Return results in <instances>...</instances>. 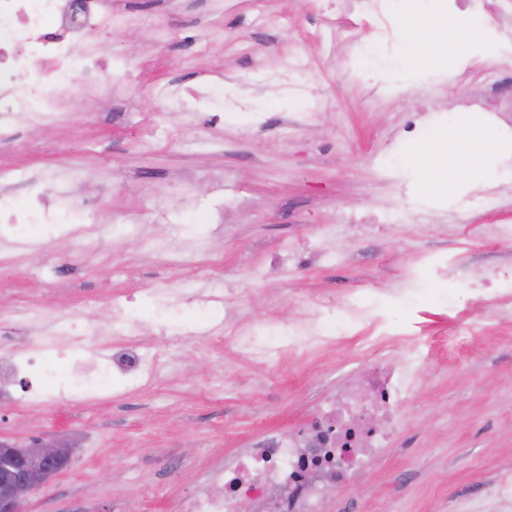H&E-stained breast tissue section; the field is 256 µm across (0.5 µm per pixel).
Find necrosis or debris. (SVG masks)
I'll use <instances>...</instances> for the list:
<instances>
[{
    "mask_svg": "<svg viewBox=\"0 0 512 512\" xmlns=\"http://www.w3.org/2000/svg\"><path fill=\"white\" fill-rule=\"evenodd\" d=\"M359 12L373 23L378 42L395 52L398 39L391 20L394 0H356ZM447 8L468 15L487 13L495 21L492 38L498 43L497 64L487 74L488 90L462 97L458 108L500 121L512 137V91H501L506 72L512 71V37H506L500 18H512V0H447ZM121 24L112 0H0V145L29 152L33 143L20 129L49 130L78 92L103 100L112 97V76L124 63L112 56L107 38ZM56 200L43 195L16 204L0 199V223L10 226L16 246H23L26 228L35 224L66 225L65 207L73 178L52 173ZM369 304L354 299L310 317L281 325L231 327L232 340L250 356L278 347L307 351L343 339L367 323ZM86 323L69 321L66 329L49 330L25 353L8 362L11 374L35 375L63 354L78 337L97 335ZM146 366L136 345L112 355L109 364L76 368L63 391L88 396L110 388L114 379L140 380ZM416 385L412 358L395 363L375 362L361 374L356 388L335 400L323 401L306 431L283 438L269 433L253 439L239 456L211 469L190 498L188 512H239L241 501L254 512H319L329 486L361 476L358 457L377 455L399 433L398 408Z\"/></svg>",
    "mask_w": 512,
    "mask_h": 512,
    "instance_id": "necrosis-or-debris-1",
    "label": "necrosis or debris"
}]
</instances>
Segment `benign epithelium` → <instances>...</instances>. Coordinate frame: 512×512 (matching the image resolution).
<instances>
[{
  "label": "benign epithelium",
  "mask_w": 512,
  "mask_h": 512,
  "mask_svg": "<svg viewBox=\"0 0 512 512\" xmlns=\"http://www.w3.org/2000/svg\"><path fill=\"white\" fill-rule=\"evenodd\" d=\"M75 449L35 438L20 446L0 440V512H26L29 495L71 464Z\"/></svg>",
  "instance_id": "7a95c632"
}]
</instances>
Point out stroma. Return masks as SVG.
<instances>
[{"label": "stroma", "instance_id": "stroma-1", "mask_svg": "<svg viewBox=\"0 0 512 512\" xmlns=\"http://www.w3.org/2000/svg\"><path fill=\"white\" fill-rule=\"evenodd\" d=\"M321 0H116L126 19L113 53L128 76L112 99L74 98L55 131L32 133L35 151L0 149L18 170L71 171L73 190L97 188V209L76 231L41 224L0 267V315L42 302L44 324L64 315L99 326L79 343L83 365L103 361L112 299L136 298L130 314L149 325L140 352L153 358L169 313L152 295L164 282L207 292L223 282L224 311L237 322L278 324L355 293L379 299L375 326L335 347L295 355L238 352L223 332L188 337L157 376L87 398L55 391L18 395L0 408V439L40 437L75 450L72 465L32 493L27 512H180L209 469L274 430L302 428L324 393L340 390L373 360L417 358V384L399 409L403 431L363 460V477L329 489L321 512H512L488 494L512 478V296L479 333L461 327L471 283L512 269V242L490 232L512 224V177L493 214L459 203L461 169L391 171L382 164L408 123H424L429 99L455 107L479 95L494 59L462 53L448 37V75L435 96L376 95L328 41ZM305 57L308 91L325 109L289 100L275 71ZM211 80L229 104L220 113L173 112L154 87ZM400 212L380 231L351 216ZM224 221L212 224L211 213ZM180 226L204 239L222 267L166 266L153 244ZM315 247L333 261L272 269L288 250ZM414 287L412 301L402 288Z\"/></svg>", "mask_w": 512, "mask_h": 512}]
</instances>
